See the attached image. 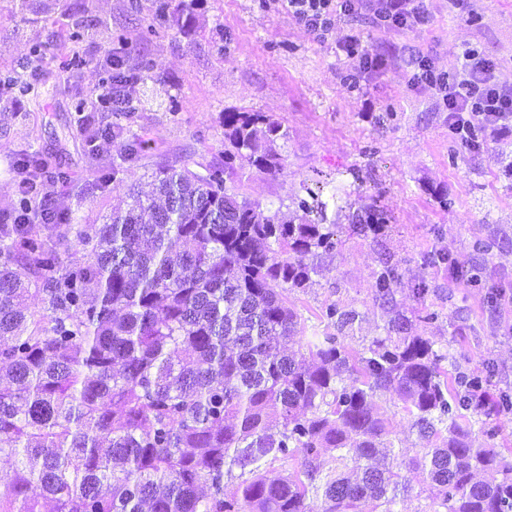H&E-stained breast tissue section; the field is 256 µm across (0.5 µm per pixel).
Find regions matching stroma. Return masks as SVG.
Instances as JSON below:
<instances>
[{
    "mask_svg": "<svg viewBox=\"0 0 512 512\" xmlns=\"http://www.w3.org/2000/svg\"><path fill=\"white\" fill-rule=\"evenodd\" d=\"M0 0V74H18L35 87L19 101L0 95V212L11 209L19 154L52 156L74 184L55 192L61 214L101 223L123 196L99 179L78 128L74 94L92 97L105 76L109 54L126 59L137 79L126 85L129 113L112 157L129 139L147 149L127 163L125 181L150 192L148 173L161 159L205 162L224 148L228 112H262L286 129L285 169L274 176L241 171L244 190L261 204L291 205L319 190L335 199V250L314 257L309 284L290 299L305 328L319 325L328 305L359 312L363 320L347 337L360 347L379 335L385 316L374 298L384 264L402 286L395 312L423 307L431 320H412L411 334L434 341L456 371L489 376L512 392V123L478 135L479 148L464 145L448 128V114L434 97L413 90L409 58L432 59L445 70L474 48L512 75V0H424L426 20L410 31L380 27L370 15H336L331 32L317 37L299 25L280 0ZM88 33L66 38L74 22ZM154 23L159 34L136 33ZM129 40L118 44L116 32ZM369 51L393 54L378 76L365 77L339 48L347 36ZM47 47L38 67L27 64L34 45ZM84 59L74 73L62 70L72 56ZM353 208L384 207L387 227L359 232ZM450 256L447 264L436 256ZM429 288L424 301L414 284Z\"/></svg>",
    "mask_w": 512,
    "mask_h": 512,
    "instance_id": "1",
    "label": "stroma"
}]
</instances>
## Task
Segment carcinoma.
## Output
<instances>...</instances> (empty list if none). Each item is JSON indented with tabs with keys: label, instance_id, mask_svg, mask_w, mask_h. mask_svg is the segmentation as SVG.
Masks as SVG:
<instances>
[{
	"label": "carcinoma",
	"instance_id": "cac0c4a2",
	"mask_svg": "<svg viewBox=\"0 0 512 512\" xmlns=\"http://www.w3.org/2000/svg\"><path fill=\"white\" fill-rule=\"evenodd\" d=\"M3 83L35 93L20 75ZM286 136L261 112H226L224 154L155 162L149 195L121 178L145 150L134 137L104 173L126 193L101 224H54L18 187L0 221V512H313L314 496L321 512H399L413 494L431 512H512V448L469 444L472 418H512L511 392L445 372L434 342L400 325L360 348L328 331L295 340L288 293L336 248L335 220L312 191L289 220L263 209L234 164L278 174ZM85 139L110 158L89 119ZM388 221L351 219L371 233ZM71 236L88 253L65 266ZM400 286L384 267L375 301ZM323 317L342 330L358 313ZM386 392L417 430L409 458ZM278 461L288 472L268 476ZM490 470L499 480L481 479Z\"/></svg>",
	"mask_w": 512,
	"mask_h": 512
}]
</instances>
